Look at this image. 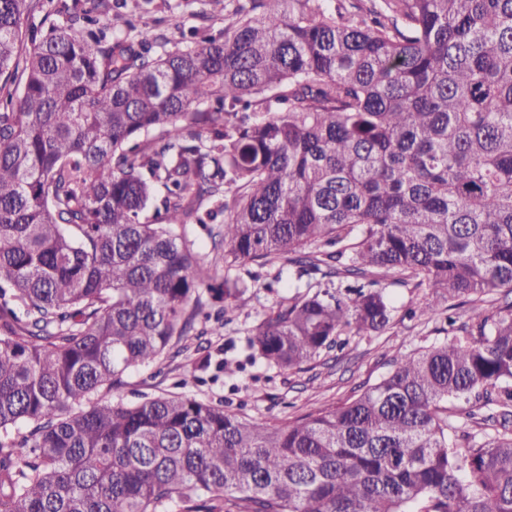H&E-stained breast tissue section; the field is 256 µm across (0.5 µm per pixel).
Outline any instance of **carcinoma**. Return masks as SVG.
I'll return each mask as SVG.
<instances>
[{"label": "carcinoma", "instance_id": "1", "mask_svg": "<svg viewBox=\"0 0 512 512\" xmlns=\"http://www.w3.org/2000/svg\"><path fill=\"white\" fill-rule=\"evenodd\" d=\"M228 2L224 40L169 49L93 28L108 0H0V512H512V0ZM220 213L225 268L314 281L251 359L384 331L388 275L447 337L294 418L96 401L239 310L176 233Z\"/></svg>", "mask_w": 512, "mask_h": 512}]
</instances>
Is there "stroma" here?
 <instances>
[{
	"label": "stroma",
	"instance_id": "35a3bbf8",
	"mask_svg": "<svg viewBox=\"0 0 512 512\" xmlns=\"http://www.w3.org/2000/svg\"><path fill=\"white\" fill-rule=\"evenodd\" d=\"M129 18L143 29H164L171 42L180 45L195 37L219 36L224 30V9L215 0H125L124 6L101 15L100 21L120 29ZM285 266L281 259L236 267L235 276L248 282L259 280L260 285L246 293L241 311L232 314L220 334L181 339L180 356L160 366L127 372L113 399L131 404L146 397L187 395L224 405L248 418L280 420L345 402L385 377L396 357L439 339L421 318L405 313L415 288L389 281L385 287L395 313L389 328L379 335L347 338L342 349L322 353L300 371L251 361L247 338L270 307L292 294L296 275ZM200 346L210 353L211 366L194 380L190 374Z\"/></svg>",
	"mask_w": 512,
	"mask_h": 512
}]
</instances>
